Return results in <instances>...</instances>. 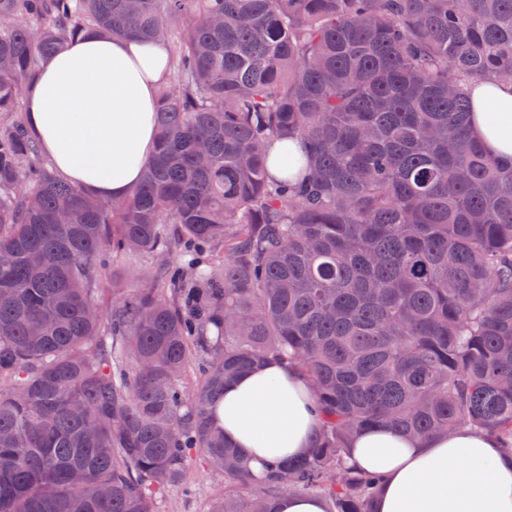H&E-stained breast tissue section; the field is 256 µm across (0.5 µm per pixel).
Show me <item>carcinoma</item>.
Masks as SVG:
<instances>
[{
	"mask_svg": "<svg viewBox=\"0 0 512 512\" xmlns=\"http://www.w3.org/2000/svg\"><path fill=\"white\" fill-rule=\"evenodd\" d=\"M92 32L168 48L121 200L17 116ZM476 80L512 81V0H0V512H156L195 457L224 478L210 512H375L345 457L384 426L512 456V159L470 132ZM136 256L155 265L104 307ZM272 358L321 426L258 478L210 414ZM144 260H129L123 259L118 260L114 263V273H113V288H118L112 291V264L109 267V275H108V289L105 290L103 294L105 304L112 305V297L113 294H121L123 288H130L133 279L136 274V270L141 266L146 264ZM326 506L321 498L286 493L279 500V512H325Z\"/></svg>",
	"mask_w": 512,
	"mask_h": 512,
	"instance_id": "obj_1",
	"label": "carcinoma"
}]
</instances>
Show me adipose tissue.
<instances>
[{
	"mask_svg": "<svg viewBox=\"0 0 512 512\" xmlns=\"http://www.w3.org/2000/svg\"><path fill=\"white\" fill-rule=\"evenodd\" d=\"M167 74L164 45L89 34L44 62L26 90L27 122L63 178L96 197L126 196L152 154L155 88ZM467 90L473 134L492 155L512 157V126L486 119L491 102L512 112V84L477 80ZM215 419L259 477L267 463L304 455L319 426L304 373L273 360L225 385ZM347 462L382 477L376 512H512V460L468 427L424 443L367 430Z\"/></svg>",
	"mask_w": 512,
	"mask_h": 512,
	"instance_id": "1",
	"label": "adipose tissue"
}]
</instances>
